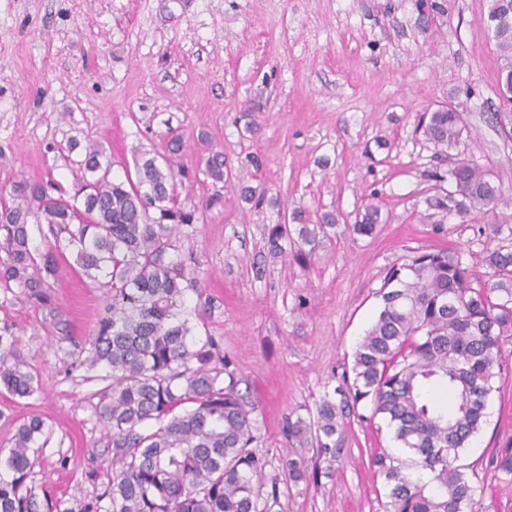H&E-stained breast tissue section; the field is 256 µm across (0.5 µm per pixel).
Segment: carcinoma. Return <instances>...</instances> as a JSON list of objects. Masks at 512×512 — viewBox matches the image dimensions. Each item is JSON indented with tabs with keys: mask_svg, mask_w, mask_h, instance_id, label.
Segmentation results:
<instances>
[{
	"mask_svg": "<svg viewBox=\"0 0 512 512\" xmlns=\"http://www.w3.org/2000/svg\"><path fill=\"white\" fill-rule=\"evenodd\" d=\"M487 26L511 58L512 4L491 0ZM418 128L446 150L466 126L463 112L450 105L424 113ZM206 173L224 181V154L207 159ZM432 177L450 189L426 199L429 217L495 215L502 188L488 171L462 159ZM73 178L78 189L71 196L51 181L22 178L13 184V202H0V290L21 289L66 331L49 280L61 273L68 250L82 275L107 295L84 362L109 369L111 383L93 410L117 468L100 493L65 508L39 497L30 455L43 446L45 427L32 416L16 427L9 449L0 450L10 472L0 477V512H271L258 489L265 462L251 448L255 423L240 380L216 339L191 340L185 305L195 281L170 250L173 235L198 216L177 206L171 167L151 157L137 167L136 180H115L91 145ZM50 189L65 202H45ZM79 215L83 220L74 222ZM33 222L47 225L54 245L32 246ZM292 222L294 229L282 222L272 228L269 249L281 254L287 240L303 261L339 218L333 211L313 219L294 211ZM378 224L380 208L370 201L345 229L370 237ZM485 263L492 275L484 282L451 251L421 253L391 268L376 320L355 349L347 385L352 404H369L372 417L410 454L407 462L384 450L373 460L388 486L384 512H474L478 474L458 460L484 424L504 343L512 339V249H488ZM18 345L9 329L0 331V386L31 397L39 383ZM337 430L329 401L314 423L298 417L286 428L291 439L315 432L325 449ZM491 465L512 475V450L496 454Z\"/></svg>",
	"mask_w": 512,
	"mask_h": 512,
	"instance_id": "cac0c4a2",
	"label": "carcinoma"
}]
</instances>
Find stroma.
Here are the masks:
<instances>
[{"mask_svg":"<svg viewBox=\"0 0 512 512\" xmlns=\"http://www.w3.org/2000/svg\"><path fill=\"white\" fill-rule=\"evenodd\" d=\"M489 0H0V193L14 181L54 180L72 189V168L99 146L116 179L142 156H162L171 134L177 205L196 210L171 256L197 288L186 305L197 340L213 337L241 380L256 423L252 444L267 461L263 495L274 512H384L387 487L371 461L395 451L366 405L335 389L374 321L387 271L421 252L451 249L486 279L488 249L512 248V140L492 114L508 61L486 27ZM463 112L459 144L439 152L416 126L423 112ZM255 125L246 129L244 113ZM224 154L223 183L204 171ZM467 158L503 188L496 216L426 221L431 179ZM265 191L254 209L240 185ZM382 222L372 237L346 232L370 192ZM333 210L342 222L303 262L273 254L281 212ZM59 333L20 292H0L10 326L42 390L0 389V446L23 419L40 416L47 442L35 455L37 491L89 497L112 472V451L92 407L103 367L81 350L105 303L77 267L52 281ZM487 418L460 461L480 482L475 512H512V477L493 454L512 445V340ZM340 410L336 444L288 440L287 418ZM306 466L288 481V461Z\"/></svg>","mask_w":512,"mask_h":512,"instance_id":"stroma-1","label":"stroma"}]
</instances>
